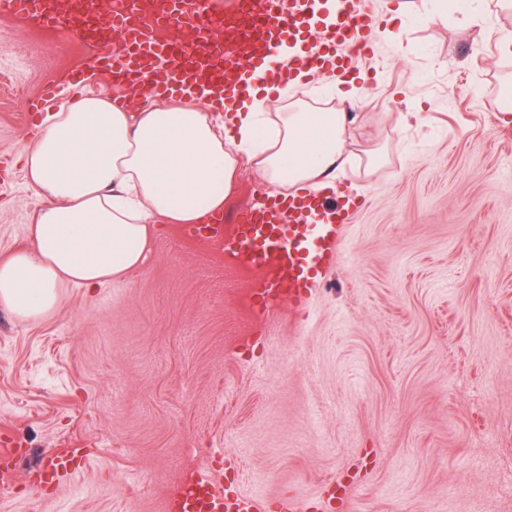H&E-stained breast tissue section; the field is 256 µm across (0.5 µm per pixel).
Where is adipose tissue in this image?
Instances as JSON below:
<instances>
[{
  "instance_id": "1",
  "label": "adipose tissue",
  "mask_w": 512,
  "mask_h": 512,
  "mask_svg": "<svg viewBox=\"0 0 512 512\" xmlns=\"http://www.w3.org/2000/svg\"><path fill=\"white\" fill-rule=\"evenodd\" d=\"M205 85L174 102L83 93L42 122L24 156L41 199L29 243L0 257V307L23 322L54 312L66 288L99 287L139 267L151 240L171 224L220 214L240 156L269 183L314 190L346 162L345 109L301 107L268 113L265 101L239 98L233 128L211 110Z\"/></svg>"
}]
</instances>
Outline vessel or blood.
Wrapping results in <instances>:
<instances>
[{"mask_svg": "<svg viewBox=\"0 0 512 512\" xmlns=\"http://www.w3.org/2000/svg\"><path fill=\"white\" fill-rule=\"evenodd\" d=\"M66 0H0V12L20 16L39 28L56 27L59 7ZM321 0H241L245 25L213 40L207 26L212 16L209 0H197L187 8L184 0H159L156 26L175 30L189 28L194 43L160 39L145 24L134 22L143 10L142 0H125L112 13V27L124 35L118 51L99 55L97 61L118 84L148 80L156 65L167 64L169 75L154 82L155 95L176 93L181 82L218 79L225 99L254 91L241 74L242 67L261 64L264 56L282 42L299 49L281 69L270 73L264 89L276 91L299 76H313L323 70L348 74L355 59L370 56L380 14L374 0H336V21L320 33H311ZM345 206L327 207L313 193H277L257 200L239 217L241 236L229 256L236 264L271 269L273 280L259 290L263 302H271L280 292L304 302L315 288L323 269L335 265L341 254V230L348 221ZM81 460L72 450L56 453L43 476L50 484L79 469ZM169 512H259L255 502L241 495L215 490L200 497L177 493L169 502Z\"/></svg>", "mask_w": 512, "mask_h": 512, "instance_id": "obj_1", "label": "vessel or blood"}]
</instances>
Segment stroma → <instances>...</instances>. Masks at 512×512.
<instances>
[{"label":"stroma","mask_w":512,"mask_h":512,"mask_svg":"<svg viewBox=\"0 0 512 512\" xmlns=\"http://www.w3.org/2000/svg\"><path fill=\"white\" fill-rule=\"evenodd\" d=\"M396 2L351 86L360 159L333 181L361 205L305 303L263 308L264 272L174 225L140 268L67 289L45 319L0 308V512H167L203 470L260 512H512V127L495 119L512 55L494 35L512 15L469 27L451 0L431 19ZM89 59L74 28L0 12V255L40 205L21 161L44 114L30 102L116 90L102 73L69 83ZM401 112L421 118L395 126ZM273 191L241 163L223 224ZM70 448L85 465L42 485Z\"/></svg>","instance_id":"1"}]
</instances>
